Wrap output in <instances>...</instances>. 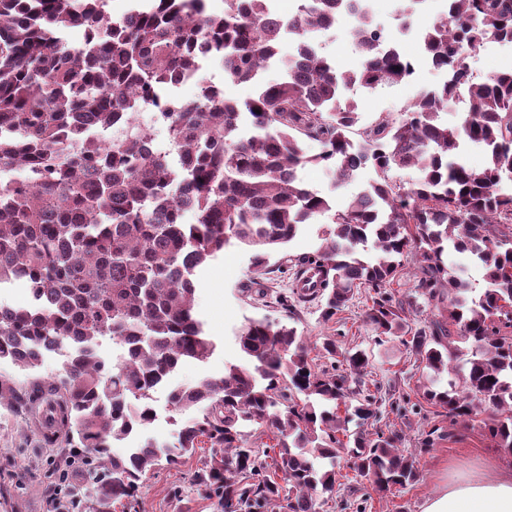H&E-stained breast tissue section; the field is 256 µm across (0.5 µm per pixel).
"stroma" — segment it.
<instances>
[{
  "label": "stroma",
  "mask_w": 512,
  "mask_h": 512,
  "mask_svg": "<svg viewBox=\"0 0 512 512\" xmlns=\"http://www.w3.org/2000/svg\"><path fill=\"white\" fill-rule=\"evenodd\" d=\"M378 21L401 54L415 59V73L409 81L400 84L357 92L361 122L365 125L384 113L400 118L404 107L419 91L437 87L442 80L423 55L418 39L404 34L399 14L387 11ZM373 176V171L366 169L338 186L322 165L310 164L299 172L305 186L334 196L340 203L362 191ZM323 231L320 224L304 225L294 240L271 257L268 274L259 277L261 286L268 289L264 298L249 289L255 275L251 253L246 248L226 247L198 271L194 309L217 349L206 362L182 365L175 374V383L190 385L206 377H218L226 365L242 363L237 335L248 320H285L286 312L278 298L292 292L295 278L292 261L314 253L322 242ZM373 295L369 288L357 290L348 306L328 321L323 319L318 302L297 303L294 324L308 343L329 338L339 348L356 347L365 351L370 362L367 384L390 391L394 401L383 404L380 420L362 422L354 418L349 421L348 429L366 433L399 432L404 437L405 450L418 455L420 476L411 485L379 493L369 482L355 477L353 471L343 469L342 485L336 497L322 503L319 512H421L424 500L437 489L446 468L463 473L481 472L491 458L512 466V455L498 448L483 428L449 426L443 409L423 399L419 389L422 365L408 354L400 338L379 339L366 320L365 312L372 304ZM434 428L450 429V438L437 442L433 448L420 450V440ZM67 456V449L42 446L33 417L14 413L1 404L0 512H53L59 488L47 479L46 473L53 469L66 471ZM204 456L200 450L178 467L157 470L148 476L136 498L112 502L109 512H223L217 498L195 478Z\"/></svg>",
  "instance_id": "1"
}]
</instances>
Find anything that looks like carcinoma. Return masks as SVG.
I'll use <instances>...</instances> for the list:
<instances>
[{"label": "carcinoma", "mask_w": 512, "mask_h": 512, "mask_svg": "<svg viewBox=\"0 0 512 512\" xmlns=\"http://www.w3.org/2000/svg\"><path fill=\"white\" fill-rule=\"evenodd\" d=\"M132 0L126 24L110 18L107 0H0V287L25 282L33 304H0V402L30 408L50 448L74 449L78 508L100 512L132 499L161 463L177 465L209 448L197 479L219 496L224 512H263L283 487L262 473L248 424L273 434L276 468L290 485L288 512H317L334 491L336 460L380 491L417 480L416 454L402 435L360 433L353 444L340 405L377 417L383 397L363 378L365 352H337L324 339L330 365L287 322L251 319L239 331L243 363L217 378L174 390L177 412H198L171 444L148 441L133 455L114 454L129 428L147 424L153 393L178 365L206 361L216 348L194 314L193 276L235 242L251 250L257 273L304 224L329 216L315 253L295 259L294 283L309 272L317 287L299 300L320 302L331 318L358 288L375 291L366 319L378 336L402 344L427 368L423 398L449 422L482 420L512 453V67L477 77L469 53L489 42L512 44V0H446L444 13L420 28L421 47L448 82L423 90L404 109L359 126L345 92L374 90L413 75L383 27L352 0H300L288 19L273 0ZM352 12L349 29L362 59L340 71L316 43L318 34ZM82 26L74 51L62 34ZM210 52L224 79L248 83L240 102L208 87L160 114L174 154L156 149L158 129L137 113L155 105ZM468 107L456 124L442 119L456 93ZM126 123L120 138L99 143L93 126ZM307 140L322 147L310 155ZM483 150V167L460 162L464 147ZM323 164L340 185L365 168L376 178L333 210L298 172ZM411 173L407 182L389 173ZM192 213L194 222L183 218ZM468 252L485 288L448 265V247ZM413 259L414 295L394 300L384 288L402 261ZM437 317L407 329L417 296ZM127 346L112 365L98 339ZM79 348L47 384L17 383L16 372L42 365L46 348ZM466 347H460V344Z\"/></svg>", "instance_id": "1"}]
</instances>
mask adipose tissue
I'll return each instance as SVG.
<instances>
[{"label":"adipose tissue","instance_id":"1","mask_svg":"<svg viewBox=\"0 0 512 512\" xmlns=\"http://www.w3.org/2000/svg\"><path fill=\"white\" fill-rule=\"evenodd\" d=\"M421 512H512V467L496 468L491 477H448Z\"/></svg>","mask_w":512,"mask_h":512}]
</instances>
